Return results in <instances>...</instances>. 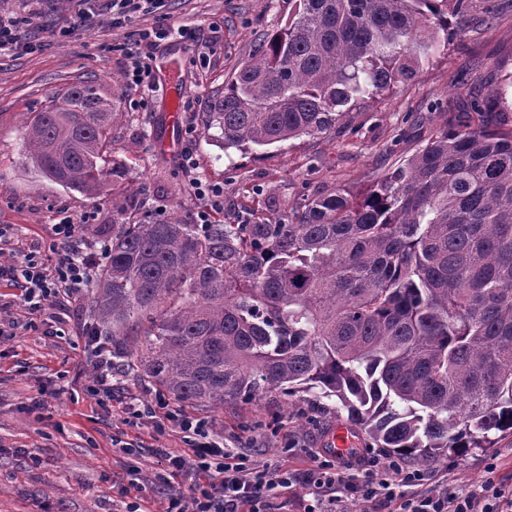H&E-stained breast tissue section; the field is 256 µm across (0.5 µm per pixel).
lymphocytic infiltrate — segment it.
<instances>
[{"instance_id": "1", "label": "lymphocytic infiltrate", "mask_w": 512, "mask_h": 512, "mask_svg": "<svg viewBox=\"0 0 512 512\" xmlns=\"http://www.w3.org/2000/svg\"><path fill=\"white\" fill-rule=\"evenodd\" d=\"M79 234L78 222L56 224L54 261L47 264L13 252L6 230L0 228V283L18 286L25 306L38 312L50 305L61 287L93 282L101 256L79 252L75 246ZM128 412L178 429L192 450L187 458L164 448L157 451L170 474L190 467L198 477L189 491H171L166 512H272L281 489L296 483L308 486L315 498L316 505L308 512H349L353 501L373 505L378 512L387 507L394 512H512V486L504 487L492 479L477 498L440 485L410 497L405 487L421 485L425 471L409 468L398 459L381 463L375 454L356 466L326 459L299 476L280 470L260 471L238 452L225 448L223 438L210 432L205 419L168 410L160 401L151 406L129 405Z\"/></svg>"}]
</instances>
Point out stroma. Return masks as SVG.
<instances>
[{
	"instance_id": "1",
	"label": "stroma",
	"mask_w": 512,
	"mask_h": 512,
	"mask_svg": "<svg viewBox=\"0 0 512 512\" xmlns=\"http://www.w3.org/2000/svg\"><path fill=\"white\" fill-rule=\"evenodd\" d=\"M476 2L479 11L493 10L491 28L463 25L412 81L353 110L336 130L244 154L205 134V114L258 39L287 23L293 0H150L122 23L112 19V0H90L87 21L75 0H0V18L14 22L24 42L0 48V225L16 249L45 258L53 226L65 218L83 224L79 248L111 241L122 220L116 205L134 191L146 215L196 218L202 202L189 190L180 151L165 147L172 136L167 100L125 79L134 50L150 52L154 66L180 71L181 145L191 150L200 178L224 190L215 220L235 224L246 210L269 220L339 185L364 190L444 125L448 115L432 110L433 101L448 99L462 82L480 89L512 75V11H495L496 0ZM179 26L196 29L198 45L175 35L150 48L141 40L144 31ZM81 82L120 114L107 155L124 162L125 177L98 198L35 177L23 144L25 120ZM90 294L87 287L67 291L32 315L19 288L0 285V512H126L134 502L141 512H165L169 490L155 480V451L181 454L184 444L172 429L129 418L125 404L133 398L160 399L206 419L257 469L316 468L327 432L346 419L332 397L273 391L221 408L191 405L162 393L128 361L112 380L111 402L102 404L89 345ZM39 395L46 408L37 415L29 406ZM491 463L497 480L512 485V435L449 455L432 465L430 481L405 493L441 483L465 495L479 492Z\"/></svg>"
}]
</instances>
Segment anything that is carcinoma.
<instances>
[{"mask_svg": "<svg viewBox=\"0 0 512 512\" xmlns=\"http://www.w3.org/2000/svg\"><path fill=\"white\" fill-rule=\"evenodd\" d=\"M206 116L224 149L317 136L415 77L473 0H295ZM512 76L363 192L306 196L271 220H147L129 195L94 335L188 403L336 397L352 432L422 466L512 434ZM116 113L70 86L24 124L34 170L99 197Z\"/></svg>", "mask_w": 512, "mask_h": 512, "instance_id": "1", "label": "carcinoma"}]
</instances>
